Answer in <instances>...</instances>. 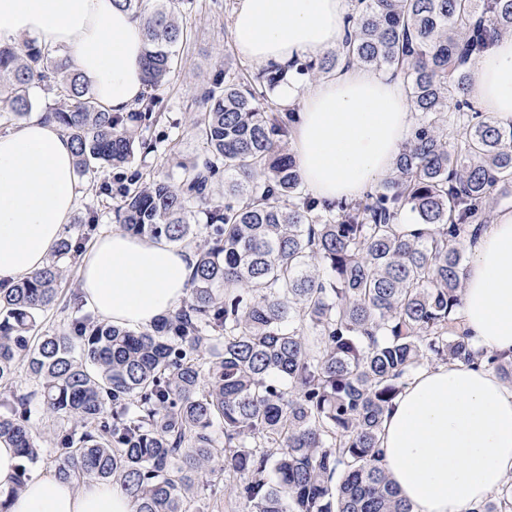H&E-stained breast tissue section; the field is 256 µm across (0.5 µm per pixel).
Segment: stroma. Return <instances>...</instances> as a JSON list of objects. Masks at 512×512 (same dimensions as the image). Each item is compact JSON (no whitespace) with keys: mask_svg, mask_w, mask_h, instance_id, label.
<instances>
[{"mask_svg":"<svg viewBox=\"0 0 512 512\" xmlns=\"http://www.w3.org/2000/svg\"><path fill=\"white\" fill-rule=\"evenodd\" d=\"M234 9L235 0H194L186 16L188 37L178 48V63L163 83L150 90L166 115L161 124L145 131L146 137L156 140L158 152L147 160L126 165L125 174L163 170L173 147L184 154L201 152L190 120L204 109L202 87L228 66L245 75L257 73V66L236 52L231 33Z\"/></svg>","mask_w":512,"mask_h":512,"instance_id":"obj_1","label":"stroma"}]
</instances>
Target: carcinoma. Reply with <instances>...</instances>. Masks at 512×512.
<instances>
[{"label": "carcinoma", "mask_w": 512, "mask_h": 512, "mask_svg": "<svg viewBox=\"0 0 512 512\" xmlns=\"http://www.w3.org/2000/svg\"><path fill=\"white\" fill-rule=\"evenodd\" d=\"M143 20L149 85L174 69L188 0H114ZM341 49L288 68L311 81L340 65L403 75L415 121L392 173L350 201L309 196L285 149L294 109L263 106L285 69L248 79L227 67L202 88L192 119L202 153L178 177H102L158 151L141 135L154 101L112 113L68 58L33 43L0 45V123L24 120L31 90L71 138L77 173L114 201L112 220L188 246L200 227L187 299L131 329L80 316L63 296L64 261L96 231L86 212L46 266L0 288V440L27 465L54 448L63 480L118 482L134 512H411L379 465L384 416L418 368L486 362L512 385V355H485L453 317L464 288L465 236L487 223L492 194L512 192V125L472 100L471 65L512 35V0H352ZM427 229L405 233L404 212ZM71 310L44 329L39 314ZM42 411L64 423L33 431L19 365ZM224 426V437L213 433ZM476 512H512V483Z\"/></svg>", "instance_id": "carcinoma-1"}]
</instances>
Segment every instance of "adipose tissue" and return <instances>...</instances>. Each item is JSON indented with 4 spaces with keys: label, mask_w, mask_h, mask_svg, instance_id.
<instances>
[{
    "label": "adipose tissue",
    "mask_w": 512,
    "mask_h": 512,
    "mask_svg": "<svg viewBox=\"0 0 512 512\" xmlns=\"http://www.w3.org/2000/svg\"><path fill=\"white\" fill-rule=\"evenodd\" d=\"M351 0H237L238 55L260 68L336 50ZM24 38L64 52L90 93L113 112L146 95L143 23L113 0H0V42ZM472 95L500 123H512V36L490 41L473 65ZM299 102L292 147L307 193L355 199L389 173L412 123L401 81L344 67L314 84L282 85ZM77 203L71 140L39 118L0 134V287L42 269ZM457 315L474 347L512 353V210L500 211L471 243ZM195 254L120 230L80 256L79 288L112 324L142 327L188 296ZM382 466L411 512H475L512 480V389L487 364L419 369L386 412ZM20 460L0 441V490L7 512H133L118 484L81 485L53 475L13 491Z\"/></svg>",
    "instance_id": "1"
}]
</instances>
